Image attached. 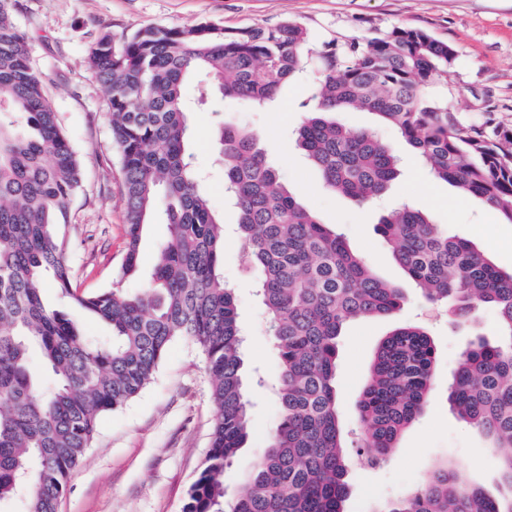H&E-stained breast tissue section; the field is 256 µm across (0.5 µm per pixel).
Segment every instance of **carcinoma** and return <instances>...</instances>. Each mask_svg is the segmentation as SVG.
<instances>
[{
	"label": "carcinoma",
	"mask_w": 512,
	"mask_h": 512,
	"mask_svg": "<svg viewBox=\"0 0 512 512\" xmlns=\"http://www.w3.org/2000/svg\"><path fill=\"white\" fill-rule=\"evenodd\" d=\"M0 0V512L27 489L25 512H57L101 413L137 397L173 341L205 358L214 407L210 449L184 512H345L348 445L337 410V342L361 317L401 309L402 291L375 276L334 224L287 189L257 136L213 112L225 194L238 213L241 258L260 272L257 292L279 360V421L269 446L225 496L224 472L251 434L248 373L232 290L224 283V221L192 163L184 88L203 76L227 98L275 100L301 69L307 30L146 26L103 28L86 62L98 83L119 164L126 249L112 287L73 288L70 240L60 226L82 186L81 161L61 129L14 18ZM458 54L417 28L368 39H333L319 53L314 106L293 133L323 185L358 202L380 197L401 160L371 130L329 114L360 108L395 128L431 178L481 199L512 223V130L489 118L465 121L443 88ZM164 224L151 280L135 293L145 226ZM378 231L422 296L460 321L496 311L498 340L463 352L448 387L455 416L501 449L500 495L469 484L448 462L381 512H512V272L465 238L450 236L408 204ZM51 280L70 307L104 324L105 340L44 302ZM38 350L54 383L30 365ZM436 352L427 331L402 325L380 343L359 402L358 455L377 463L416 420L434 387Z\"/></svg>",
	"instance_id": "cac0c4a2"
}]
</instances>
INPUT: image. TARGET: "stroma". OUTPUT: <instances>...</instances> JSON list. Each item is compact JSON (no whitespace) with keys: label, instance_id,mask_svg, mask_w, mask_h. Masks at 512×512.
<instances>
[{"label":"stroma","instance_id":"35a3bbf8","mask_svg":"<svg viewBox=\"0 0 512 512\" xmlns=\"http://www.w3.org/2000/svg\"><path fill=\"white\" fill-rule=\"evenodd\" d=\"M293 20L308 33L305 71L285 84L275 101L256 110L234 99L218 101L226 118L256 132L287 188L326 224L337 225L353 250L382 280L401 288V310L345 326L338 341L336 391L345 433L358 424V404L378 344L397 326L418 324L437 351L434 389L422 414L402 434L385 461L368 467L350 464L346 512H375L419 487L438 463L448 460L469 481L496 493V457L485 438L459 422L450 410L448 381L462 352L476 337L495 339L490 308L458 323L442 306L427 302L377 230L385 209L405 202L430 215L433 223L474 242L503 270L512 269V224L478 198L461 197L446 182L431 179L405 140L381 130L403 161L401 176L384 199L363 204L334 194L318 173L286 144L304 118L317 76V54L333 39L377 36L393 27L419 28L451 44L457 62L448 74L452 106L466 120L495 119L512 129V0H18L17 25L31 37L30 55L53 100L60 126L83 168L82 187L69 204L67 234L74 285L96 292L112 285L125 255L124 211L111 131L99 86L87 69L86 48L98 29L114 33L142 26L190 27L202 22L227 29L273 27ZM191 151L203 187L223 214L224 280L236 298L248 370L266 384L252 393L248 445L224 474L235 493L269 443L278 419L272 387L278 358L270 346L265 309L255 292L256 272L246 271L234 233L237 214L224 204V169L213 152L210 111L191 114ZM214 409L205 358L191 341L170 346L153 381L133 400L101 415L83 463L72 473L58 512H182L210 448Z\"/></svg>","mask_w":512,"mask_h":512}]
</instances>
